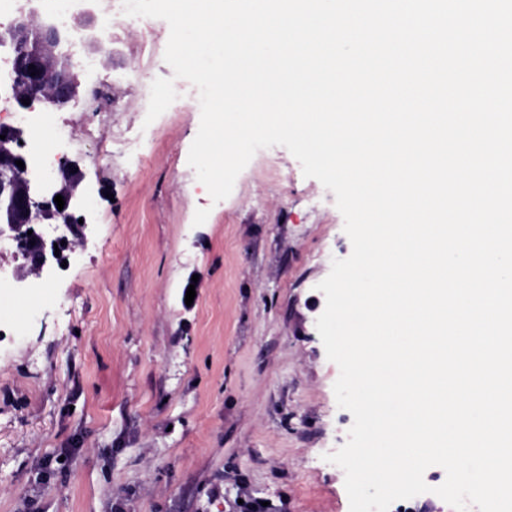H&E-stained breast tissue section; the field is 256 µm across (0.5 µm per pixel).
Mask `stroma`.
I'll list each match as a JSON object with an SVG mask.
<instances>
[{"instance_id": "35a3bbf8", "label": "stroma", "mask_w": 512, "mask_h": 512, "mask_svg": "<svg viewBox=\"0 0 512 512\" xmlns=\"http://www.w3.org/2000/svg\"><path fill=\"white\" fill-rule=\"evenodd\" d=\"M169 34L113 26L114 82L80 97L68 150L87 244L41 287L0 288V512H350L324 456L353 416L316 329L317 285L352 252L343 216L282 146L212 201L188 163L200 112L145 120ZM445 479L429 467L390 512H453Z\"/></svg>"}]
</instances>
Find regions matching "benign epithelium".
<instances>
[{
    "mask_svg": "<svg viewBox=\"0 0 512 512\" xmlns=\"http://www.w3.org/2000/svg\"><path fill=\"white\" fill-rule=\"evenodd\" d=\"M99 16L93 4L87 2L74 16L76 25L94 28ZM59 30L50 22L38 17L34 0H24L17 16L0 29V47L12 51L16 79L12 84L13 97L23 110L36 108L53 112L78 98L81 88L80 69L71 57L60 50ZM35 65L36 75H31L29 65ZM30 104H23V100ZM0 238L7 236L16 242L23 264L16 276L24 280L29 276L39 278L51 262L63 264L68 259L65 252H75L85 245L86 224L80 210L84 207L80 196V176L72 173L74 164L68 158L60 162L58 177L53 179V189L32 186L29 172L15 164L25 160L22 148L30 137L22 127L0 128ZM65 201L63 210H57L56 195ZM42 224H58L63 233L48 241L39 230ZM32 235H27V232ZM59 248H54V244ZM59 255H54V252Z\"/></svg>",
    "mask_w": 512,
    "mask_h": 512,
    "instance_id": "benign-epithelium-1",
    "label": "benign epithelium"
}]
</instances>
